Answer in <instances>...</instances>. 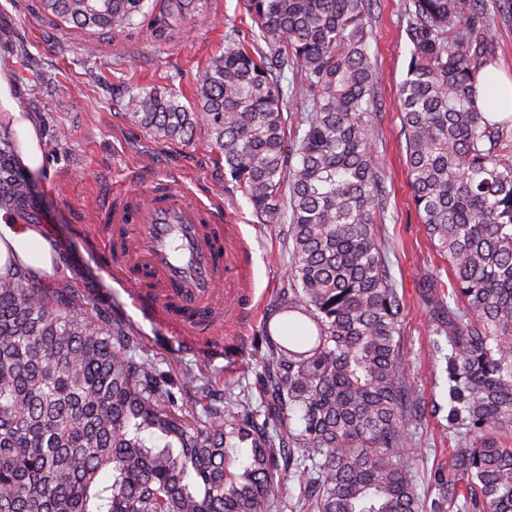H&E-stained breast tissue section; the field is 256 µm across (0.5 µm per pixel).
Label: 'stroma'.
<instances>
[{
	"mask_svg": "<svg viewBox=\"0 0 512 512\" xmlns=\"http://www.w3.org/2000/svg\"><path fill=\"white\" fill-rule=\"evenodd\" d=\"M406 2L376 0L372 11L369 54L378 77L374 154L387 192L386 220L376 230L387 244L390 272L405 300L403 353L413 396L425 409L424 418L409 427L411 466L425 512H454L446 498L456 446L448 426V342L431 333L419 286L428 274L446 290L450 276L412 203L396 98L409 60ZM244 17L243 0H208L203 15L170 39L155 40L149 28H141L131 50L118 35L61 28L43 13L39 0H0V62L10 68L20 112L41 131L44 163L30 176L43 215L39 225L58 252L51 284L78 293L92 321L109 318L130 327L138 338L131 358L150 360L171 376L178 405L195 424L209 412L244 401L256 409L263 405L257 383L260 331L266 323L275 329L284 324L270 309L288 285V227L258 222L225 174L207 127H198L191 142H163L131 120L125 102L129 92L141 88L188 90ZM48 73L55 75V84H40V75ZM62 131L67 138L61 142ZM156 178L173 179L224 213V250L246 275L219 331L186 335L136 309L125 280L107 273L106 249L93 247L87 237L98 226L101 205L116 191Z\"/></svg>",
	"mask_w": 512,
	"mask_h": 512,
	"instance_id": "1",
	"label": "stroma"
}]
</instances>
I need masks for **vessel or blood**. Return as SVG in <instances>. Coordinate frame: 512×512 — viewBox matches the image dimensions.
I'll list each match as a JSON object with an SVG mask.
<instances>
[{
	"mask_svg": "<svg viewBox=\"0 0 512 512\" xmlns=\"http://www.w3.org/2000/svg\"><path fill=\"white\" fill-rule=\"evenodd\" d=\"M99 222L104 237L123 247L110 265L116 275L148 269L151 287L132 300L169 327L209 331L224 323L221 286L243 269L224 258V224L211 206L164 182L131 188L108 204ZM139 232H131V225Z\"/></svg>",
	"mask_w": 512,
	"mask_h": 512,
	"instance_id": "b4317fda",
	"label": "vessel or blood"
}]
</instances>
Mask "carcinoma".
Masks as SVG:
<instances>
[{"label": "carcinoma", "mask_w": 512, "mask_h": 512, "mask_svg": "<svg viewBox=\"0 0 512 512\" xmlns=\"http://www.w3.org/2000/svg\"><path fill=\"white\" fill-rule=\"evenodd\" d=\"M373 2L245 0L257 30L211 59L193 108L156 87L126 102L162 141L189 142L206 125L259 222L289 224L291 287L275 301L288 327L263 326L262 424L253 410L193 425L153 364L127 356L128 327L90 321L74 297L15 265L0 276V512H261L293 447L303 512H423L403 301L375 232L386 191L373 156ZM41 3L73 28L146 25L165 40L201 0ZM483 4L408 0L398 101L414 207L451 272L447 295L421 279L431 332L450 347L460 430L448 505L512 512V145L475 106L476 75L497 54ZM31 201L6 140L0 210Z\"/></svg>", "instance_id": "cac0c4a2"}]
</instances>
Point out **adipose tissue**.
Instances as JSON below:
<instances>
[{
    "label": "adipose tissue",
    "instance_id": "adipose-tissue-1",
    "mask_svg": "<svg viewBox=\"0 0 512 512\" xmlns=\"http://www.w3.org/2000/svg\"><path fill=\"white\" fill-rule=\"evenodd\" d=\"M477 106L487 120L512 121V78L488 68L477 77ZM16 253L19 260L34 273L50 268L56 255L41 228L34 224L16 223L13 216L0 211V275L9 270L8 255Z\"/></svg>",
    "mask_w": 512,
    "mask_h": 512
}]
</instances>
